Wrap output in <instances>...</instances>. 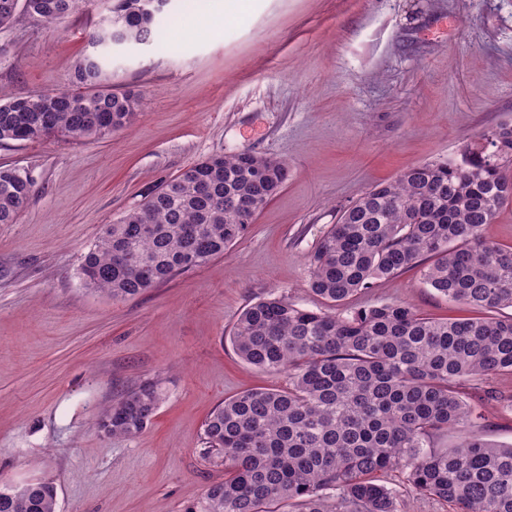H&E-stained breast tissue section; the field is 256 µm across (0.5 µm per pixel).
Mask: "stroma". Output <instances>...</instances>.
<instances>
[{
    "label": "stroma",
    "mask_w": 512,
    "mask_h": 512,
    "mask_svg": "<svg viewBox=\"0 0 512 512\" xmlns=\"http://www.w3.org/2000/svg\"><path fill=\"white\" fill-rule=\"evenodd\" d=\"M215 0H170L157 42L112 47V86L140 97L131 127L84 142L0 144L33 192L0 224V478L57 486V512H184L224 466L202 426L224 398L276 388L228 336L269 292L326 309L309 256L341 211L405 169L460 153L512 121V0H240L213 34L190 32ZM109 0L50 28H0V94L67 89ZM274 156L288 179L244 239L138 297L86 289L81 258L145 192L211 154ZM402 300L455 317L419 269L378 281L353 306ZM160 382L134 438L101 412Z\"/></svg>",
    "instance_id": "1"
}]
</instances>
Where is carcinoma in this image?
Segmentation results:
<instances>
[{
  "mask_svg": "<svg viewBox=\"0 0 512 512\" xmlns=\"http://www.w3.org/2000/svg\"><path fill=\"white\" fill-rule=\"evenodd\" d=\"M88 0H0V28L25 14L50 25ZM112 0L75 64L73 88L0 95V141L102 139L130 127L139 98L112 89L105 50L112 22L126 21L127 42L152 41L162 9ZM460 156L408 168L354 201L317 240L311 291L330 309L302 308L271 292L238 316L230 342L261 371L284 373L281 388L224 399L203 424L204 455L224 463L185 512H410L377 476L402 471L422 494L457 512H512V443L473 432L477 405L510 408L491 380L512 374V247L484 229L512 203V122L483 131ZM288 180V165L250 151L213 154L149 190L143 202L103 227L82 257L85 287L134 298L224 255ZM32 183L0 167V224L14 223ZM422 268L423 284L466 308L428 317L402 301L347 309L376 281ZM161 402L155 383L122 396L101 415L112 437L131 438ZM452 434L439 448L435 440ZM57 487L22 491L0 480V512H56Z\"/></svg>",
  "mask_w": 512,
  "mask_h": 512,
  "instance_id": "carcinoma-1",
  "label": "carcinoma"
}]
</instances>
